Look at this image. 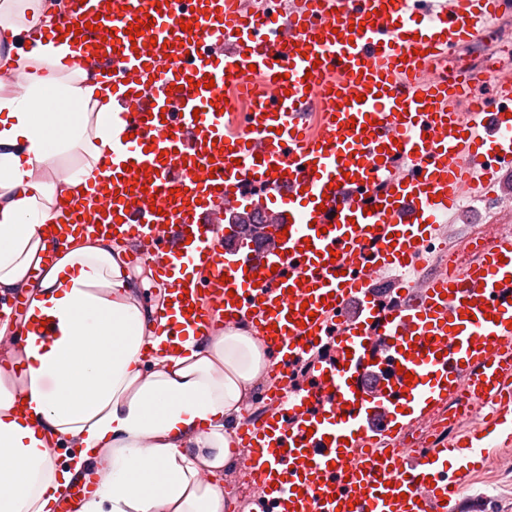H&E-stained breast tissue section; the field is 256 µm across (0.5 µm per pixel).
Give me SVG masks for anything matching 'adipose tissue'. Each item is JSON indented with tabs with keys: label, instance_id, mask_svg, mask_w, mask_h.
<instances>
[{
	"label": "adipose tissue",
	"instance_id": "adipose-tissue-1",
	"mask_svg": "<svg viewBox=\"0 0 512 512\" xmlns=\"http://www.w3.org/2000/svg\"><path fill=\"white\" fill-rule=\"evenodd\" d=\"M60 8L0 0V298H24L20 323L0 322V512H53L91 465L81 512H235L224 471L264 342L241 322L169 349L105 234L43 260L61 205L99 209L86 190L123 127L73 40L30 41Z\"/></svg>",
	"mask_w": 512,
	"mask_h": 512
}]
</instances>
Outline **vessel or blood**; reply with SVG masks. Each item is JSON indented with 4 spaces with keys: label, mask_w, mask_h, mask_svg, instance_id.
<instances>
[{
    "label": "vessel or blood",
    "mask_w": 512,
    "mask_h": 512,
    "mask_svg": "<svg viewBox=\"0 0 512 512\" xmlns=\"http://www.w3.org/2000/svg\"><path fill=\"white\" fill-rule=\"evenodd\" d=\"M504 4L299 0L285 15L267 0L231 15L224 0H69L64 22L82 24L77 49L124 120L89 190L101 231L134 240L169 287L157 333L246 320L274 352L270 407L236 428L269 512H448L461 474L512 446V232L465 271L395 283L388 301L374 290L380 269L433 251L476 178L512 170V79L448 65ZM487 82L493 99L476 97ZM229 85L252 104L233 129ZM316 98L327 105L311 137ZM221 203L274 222L222 248L210 236ZM61 221L55 250L90 229L75 210ZM324 336L334 358L289 390L294 359ZM453 400L485 419L411 453L376 451L406 431L400 411L423 419Z\"/></svg>",
    "instance_id": "vessel-or-blood-1"
}]
</instances>
